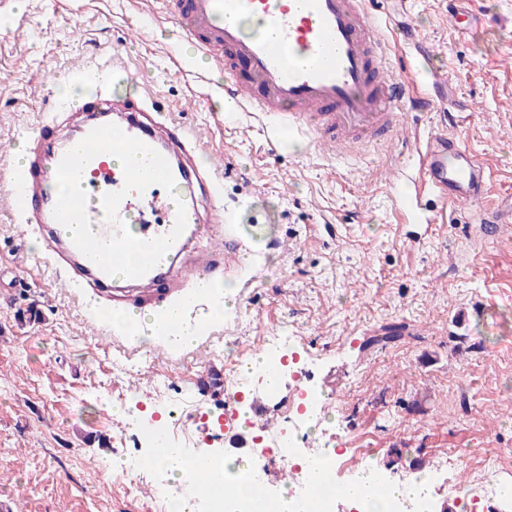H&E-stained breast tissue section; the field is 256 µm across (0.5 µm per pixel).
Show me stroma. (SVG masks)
Listing matches in <instances>:
<instances>
[{
	"mask_svg": "<svg viewBox=\"0 0 512 512\" xmlns=\"http://www.w3.org/2000/svg\"><path fill=\"white\" fill-rule=\"evenodd\" d=\"M468 9L488 22L463 37L448 27V0H381L392 65L444 72L446 98L401 113L391 143L328 155L286 130L269 140L256 113L225 111L223 73L183 40L164 0H0L5 165L17 145L35 147L66 102L63 86L95 94L96 66L124 41L131 79L119 91L156 92L170 121L207 129L206 161L228 166L224 207L262 252L227 278L223 333L207 352L129 356L88 319V300L103 308L111 297L65 287L37 250L15 253L18 235L41 231L0 209V501H15L16 512H169L127 414L180 399L164 431L181 447L192 416L224 414L223 398H202L195 385L208 358L243 381L276 336L307 353L313 385L330 395L311 448L335 438L397 483L458 451L462 461L445 474L453 500L480 474L512 482V230L481 236L465 225L464 205L447 223H427L426 211L401 206L406 179L387 176L412 164L402 140L426 138L443 113L458 112L454 136L494 172L487 206L512 194V0H470ZM418 41L435 46L429 59ZM278 238L287 251L266 249ZM33 303L41 319L20 324ZM389 324L402 325L401 337L370 344Z\"/></svg>",
	"mask_w": 512,
	"mask_h": 512,
	"instance_id": "1",
	"label": "stroma"
}]
</instances>
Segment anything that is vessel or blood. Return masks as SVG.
<instances>
[{
  "instance_id": "1",
  "label": "vessel or blood",
  "mask_w": 512,
  "mask_h": 512,
  "mask_svg": "<svg viewBox=\"0 0 512 512\" xmlns=\"http://www.w3.org/2000/svg\"><path fill=\"white\" fill-rule=\"evenodd\" d=\"M182 36L224 71V96L239 109L258 113L270 133L286 128L326 152L389 143L397 135V114L429 108L447 77L431 73L425 86L394 71L389 46L370 8L371 0H165ZM261 22L245 33L242 18ZM95 106L65 105L71 137L54 125L39 130V148L10 182L9 206L42 227L40 263L65 268L98 289L122 284L136 289L141 305L164 311L177 303L191 308L199 286H216L241 267L249 249L238 225L215 205L213 220L224 227V254L190 256L189 243L203 230L192 196L172 200L164 185L217 191L224 172L215 166H187L202 142L178 126L166 137L153 118L168 102L153 92L132 101L117 90L99 89ZM458 113L443 117L445 131L416 144L414 201L437 197L433 221H448L449 205L480 207L485 234L512 224V208H483L488 173L480 158L463 148L450 128ZM136 155L137 163L112 167L110 158ZM65 179L70 189L49 192ZM277 390L255 393L253 419L266 425Z\"/></svg>"
}]
</instances>
